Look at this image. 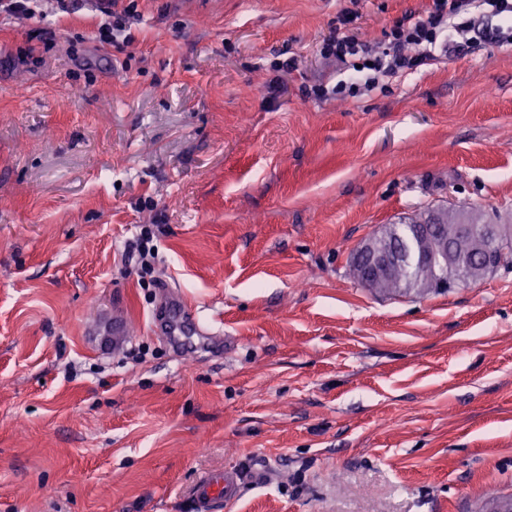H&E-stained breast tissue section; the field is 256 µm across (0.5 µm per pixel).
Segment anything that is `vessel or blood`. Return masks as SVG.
<instances>
[{
  "label": "vessel or blood",
  "mask_w": 512,
  "mask_h": 512,
  "mask_svg": "<svg viewBox=\"0 0 512 512\" xmlns=\"http://www.w3.org/2000/svg\"><path fill=\"white\" fill-rule=\"evenodd\" d=\"M199 329L196 319H177L176 308L172 305L165 307L157 320L158 332L177 345L182 344L184 336ZM272 478L273 473L269 470L252 471L246 475L237 470L212 471L196 480L189 488L187 496L196 512H226L236 500L243 480L266 484Z\"/></svg>",
  "instance_id": "vessel-or-blood-1"
}]
</instances>
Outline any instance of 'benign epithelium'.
<instances>
[{
	"label": "benign epithelium",
	"mask_w": 512,
	"mask_h": 512,
	"mask_svg": "<svg viewBox=\"0 0 512 512\" xmlns=\"http://www.w3.org/2000/svg\"><path fill=\"white\" fill-rule=\"evenodd\" d=\"M431 220L417 224L409 232L400 224L391 225L380 235L368 238L359 248L356 259L362 268L361 282L368 288L386 287V280L394 270L412 265L424 268L430 264L442 272L438 284H448L446 278L462 283H476L480 277L470 272L471 260L448 247V239L439 234L443 223L457 221L458 233L474 240L475 252L483 265L495 258L499 226L470 224L459 219L460 211L447 208L430 210Z\"/></svg>",
	"instance_id": "1"
}]
</instances>
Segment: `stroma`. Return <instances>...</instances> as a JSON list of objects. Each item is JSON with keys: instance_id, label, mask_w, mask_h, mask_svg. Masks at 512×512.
Here are the masks:
<instances>
[{"instance_id": "1", "label": "stroma", "mask_w": 512, "mask_h": 512, "mask_svg": "<svg viewBox=\"0 0 512 512\" xmlns=\"http://www.w3.org/2000/svg\"><path fill=\"white\" fill-rule=\"evenodd\" d=\"M430 5L138 0L120 49L90 0L0 18V512H192L200 475L261 466L231 512L512 491V269L424 294L350 275L431 206L512 225V43L305 93L343 77L319 54L342 13L373 42ZM144 224L148 279L124 251ZM167 285L210 338L158 335ZM160 232V225L148 224L141 225L139 234L125 243V251L137 256L140 261V269L145 274L154 270V265L158 261L159 252L154 239Z\"/></svg>"}]
</instances>
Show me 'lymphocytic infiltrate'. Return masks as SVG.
<instances>
[{"label":"lymphocytic infiltrate","instance_id":"lymphocytic-infiltrate-1","mask_svg":"<svg viewBox=\"0 0 512 512\" xmlns=\"http://www.w3.org/2000/svg\"><path fill=\"white\" fill-rule=\"evenodd\" d=\"M472 0H432L427 16L409 19L407 24L394 26L386 37L387 47L369 43L358 35L345 31L325 39L320 48L323 58L336 61L350 77L334 87L312 86L315 97L334 94L357 96L361 90L377 88L382 79L416 69L423 61L433 59L439 33L454 27L456 33L474 30L467 13Z\"/></svg>","mask_w":512,"mask_h":512}]
</instances>
